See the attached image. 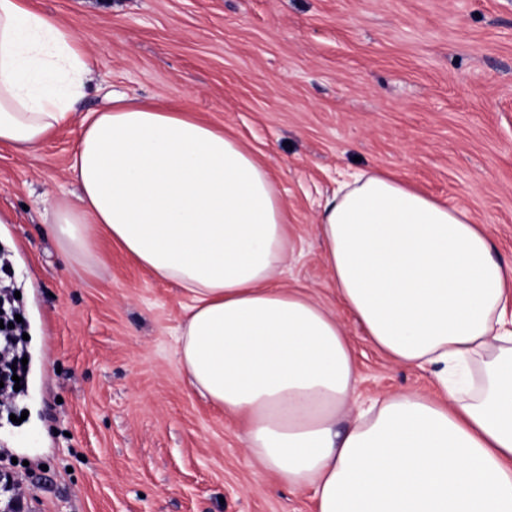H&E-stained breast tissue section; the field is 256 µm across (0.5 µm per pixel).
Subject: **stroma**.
<instances>
[{
	"instance_id": "stroma-1",
	"label": "stroma",
	"mask_w": 512,
	"mask_h": 512,
	"mask_svg": "<svg viewBox=\"0 0 512 512\" xmlns=\"http://www.w3.org/2000/svg\"><path fill=\"white\" fill-rule=\"evenodd\" d=\"M77 32L92 73L35 155L0 148V249L29 340L0 449L39 512H313L258 472L239 425L189 384V300L101 229L74 250L47 231L73 196L81 119L112 94L224 129L268 166L294 253L282 281L332 301L315 219L355 173L404 175L462 205L512 259V0H31ZM361 398L431 393L341 315Z\"/></svg>"
}]
</instances>
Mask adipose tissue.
<instances>
[{
  "label": "adipose tissue",
  "instance_id": "ef3b65f1",
  "mask_svg": "<svg viewBox=\"0 0 512 512\" xmlns=\"http://www.w3.org/2000/svg\"><path fill=\"white\" fill-rule=\"evenodd\" d=\"M88 71L73 30L0 0V145L36 152ZM82 126L78 201L52 202L49 233L84 249L101 226L181 286V366L258 469L310 490L314 512H512V261L467 208L384 171L344 184L316 223L334 307L279 283L287 208L241 141L124 97ZM340 307L437 395L359 399Z\"/></svg>",
  "mask_w": 512,
  "mask_h": 512
}]
</instances>
